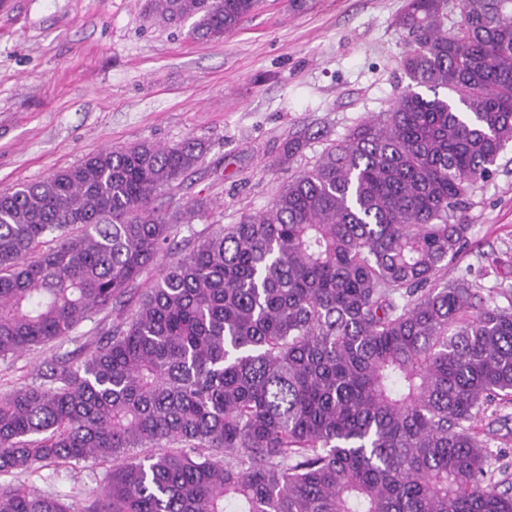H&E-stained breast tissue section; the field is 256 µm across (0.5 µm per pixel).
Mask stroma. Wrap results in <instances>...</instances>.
Instances as JSON below:
<instances>
[{
	"instance_id": "obj_1",
	"label": "stroma",
	"mask_w": 512,
	"mask_h": 512,
	"mask_svg": "<svg viewBox=\"0 0 512 512\" xmlns=\"http://www.w3.org/2000/svg\"><path fill=\"white\" fill-rule=\"evenodd\" d=\"M405 0H261L237 31L198 41L160 26L145 0H0V191L43 180L84 157L135 142L208 145L166 209L198 199L208 211L181 225L200 237L242 213L270 207L288 177L310 168L332 141L386 110L408 79L399 66ZM304 148L280 161L289 139ZM467 242L441 281L465 279L491 305L512 300V145L477 182L460 212ZM112 311L81 323L77 342L39 346L0 361V393L35 381L39 366L96 339ZM485 469L512 487V397L471 424ZM105 470L86 461L18 475L39 492L84 504Z\"/></svg>"
}]
</instances>
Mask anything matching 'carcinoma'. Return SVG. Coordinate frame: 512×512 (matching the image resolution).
I'll return each instance as SVG.
<instances>
[{"label": "carcinoma", "instance_id": "1", "mask_svg": "<svg viewBox=\"0 0 512 512\" xmlns=\"http://www.w3.org/2000/svg\"><path fill=\"white\" fill-rule=\"evenodd\" d=\"M258 3L147 9L210 41ZM397 25L410 83L389 109L269 209L185 243L128 313L205 209L153 206L204 141L105 149L0 192V360L118 307L0 396V475L100 460V492L78 508L1 483L0 512H512L469 426L512 396V301L437 279L512 143V0H406ZM113 318L112 308L103 311L98 316H96L95 319L89 321H84L81 323V325L77 329L76 335L78 336V344L84 343V342H90L96 339L97 336H99V331L104 325V321L106 320V323H110Z\"/></svg>", "mask_w": 512, "mask_h": 512}]
</instances>
